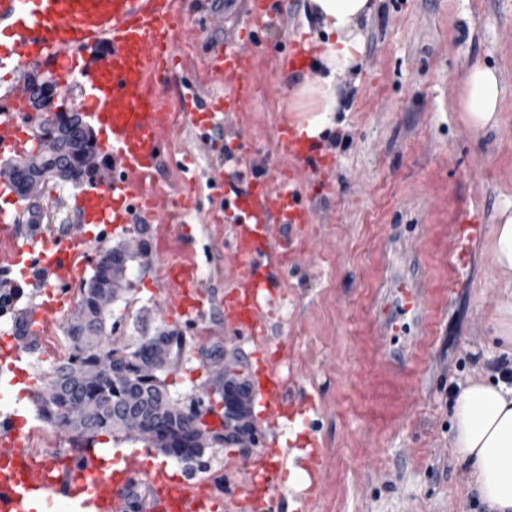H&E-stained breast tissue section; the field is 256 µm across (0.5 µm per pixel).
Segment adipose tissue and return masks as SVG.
Wrapping results in <instances>:
<instances>
[{
  "instance_id": "1",
  "label": "adipose tissue",
  "mask_w": 512,
  "mask_h": 512,
  "mask_svg": "<svg viewBox=\"0 0 512 512\" xmlns=\"http://www.w3.org/2000/svg\"><path fill=\"white\" fill-rule=\"evenodd\" d=\"M326 38L319 55L317 79L301 86L310 114L301 131L315 137L331 123L339 106L336 82L355 63L361 50V18L370 17L372 0H309ZM503 84L488 67H474L466 78L460 100L462 119L473 129L499 124ZM493 262L512 282V202L498 214L492 243ZM456 458L470 471V490L487 512H512V373L502 369L489 379L473 381L455 391L452 412Z\"/></svg>"
}]
</instances>
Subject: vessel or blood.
Returning a JSON list of instances; mask_svg holds the SVG:
<instances>
[{
  "label": "vessel or blood",
  "instance_id": "b4317fda",
  "mask_svg": "<svg viewBox=\"0 0 512 512\" xmlns=\"http://www.w3.org/2000/svg\"><path fill=\"white\" fill-rule=\"evenodd\" d=\"M296 0H248L236 37L217 43L205 54L188 52L204 28L220 29L221 13L193 11L190 0H0V66L15 71L45 69L61 82L69 105L112 134L111 179L82 190L76 203L84 224L122 227L131 214L153 224L160 244L164 314L194 322L201 318L207 295L187 225L178 216L192 205V192L173 195L159 181L158 166L176 136L195 130L200 142L217 137V116L246 137V151L235 154L232 177L216 176L209 184L217 201L209 217L230 234L224 247V326L237 338L258 347L261 403L270 427L313 403L296 387L291 373L292 348L272 341L269 330L283 295L277 268L288 266L303 245L284 234L285 226L311 224L315 212L303 188L324 164L316 146L297 137L287 122L272 134L258 124L261 107L275 106L282 91L277 74L305 69L301 48L284 44L265 51L261 45L284 27ZM188 82L170 91L175 71ZM218 84L223 99L202 101V88ZM29 94L22 84L0 88V153L21 154L31 115ZM288 163L273 174L256 169L269 154ZM16 218L0 210V267L23 265L41 269L49 289H64L90 251L82 227L67 237L44 235L27 242L15 234ZM386 304L379 323L390 341H398L405 318H412L423 339L401 362L392 359L372 367L374 387L393 399L413 387L409 377L425 361V337L434 321L426 312L425 291L417 272L392 274L386 282ZM59 308L42 302L32 312L27 336L0 342V358L15 362V378L27 375L33 343L54 322ZM310 484L301 493L308 507L319 488L321 469L311 453L296 457ZM144 483L150 494L144 512H214L211 483L188 480L167 471L148 472L135 454L108 453L104 448H64L53 457L32 453L22 432L0 433V512H125L126 491ZM283 490L276 465H266L260 481L242 484L236 505L240 512H271Z\"/></svg>",
  "mask_w": 512,
  "mask_h": 512
}]
</instances>
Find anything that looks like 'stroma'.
<instances>
[{"label": "stroma", "instance_id": "stroma-1", "mask_svg": "<svg viewBox=\"0 0 512 512\" xmlns=\"http://www.w3.org/2000/svg\"><path fill=\"white\" fill-rule=\"evenodd\" d=\"M361 30L357 61L338 78L333 124L315 139L320 153L335 160L321 175L333 189L311 195L315 223L289 227L306 251L278 273L284 294L279 338L293 348L296 380L315 408L294 429L274 434L261 405H254L258 450H285L302 430L315 439L327 467L310 512H484L469 492L468 470L452 451V391L481 378L483 364L497 359L500 345L506 282L489 242L498 211L512 201V0H378ZM477 65L495 69L503 81L495 129L475 130L460 119L463 83ZM182 164L197 191V207L182 221L191 227L201 276L214 296L207 318L190 326L162 314L150 230L146 253L125 273L131 289L112 305L113 317L123 320L113 346L133 347L163 331L185 336L182 357L163 376L176 398L201 391L212 378L204 350L224 346L250 377L256 349L225 331L215 303L228 287L224 231L207 221V181L219 163L187 131L177 136L172 161L160 172L163 185L180 189L174 168ZM442 177L448 181L449 219L479 212L483 231L455 273L416 390L382 417L372 408L367 366L386 346L375 323L382 284L387 272L405 270L402 258H390L386 247L397 240L424 259ZM77 193L64 183L43 198L54 217L44 234L79 224ZM72 316L62 310L39 344L32 357L34 384L8 388L0 405V432L24 428L34 435L35 452L44 455L67 447L70 438L65 430L49 429L34 397L67 353ZM231 459L226 452L212 457L205 474L226 507L245 477Z\"/></svg>", "mask_w": 512, "mask_h": 512}]
</instances>
